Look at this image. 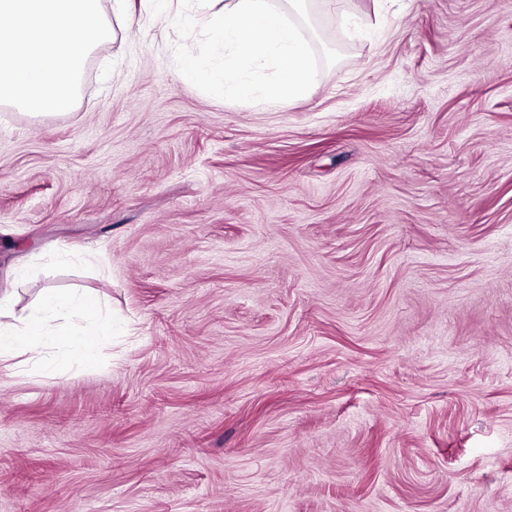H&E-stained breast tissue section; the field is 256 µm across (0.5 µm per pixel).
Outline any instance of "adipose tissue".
Returning a JSON list of instances; mask_svg holds the SVG:
<instances>
[{"label": "adipose tissue", "mask_w": 512, "mask_h": 512, "mask_svg": "<svg viewBox=\"0 0 512 512\" xmlns=\"http://www.w3.org/2000/svg\"><path fill=\"white\" fill-rule=\"evenodd\" d=\"M112 340V319L100 298L87 292H48L26 313L17 315L8 298L0 297V366L12 368L15 358L42 349L37 358L48 366L55 348L81 363L95 360L102 345Z\"/></svg>", "instance_id": "ef3b65f1"}]
</instances>
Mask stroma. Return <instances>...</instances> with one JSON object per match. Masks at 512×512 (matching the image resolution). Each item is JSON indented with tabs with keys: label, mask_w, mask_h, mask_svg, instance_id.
<instances>
[{
	"label": "stroma",
	"mask_w": 512,
	"mask_h": 512,
	"mask_svg": "<svg viewBox=\"0 0 512 512\" xmlns=\"http://www.w3.org/2000/svg\"><path fill=\"white\" fill-rule=\"evenodd\" d=\"M101 9L70 111L0 108V291L135 334L0 370V512H512V0H311L278 108Z\"/></svg>",
	"instance_id": "1"
}]
</instances>
